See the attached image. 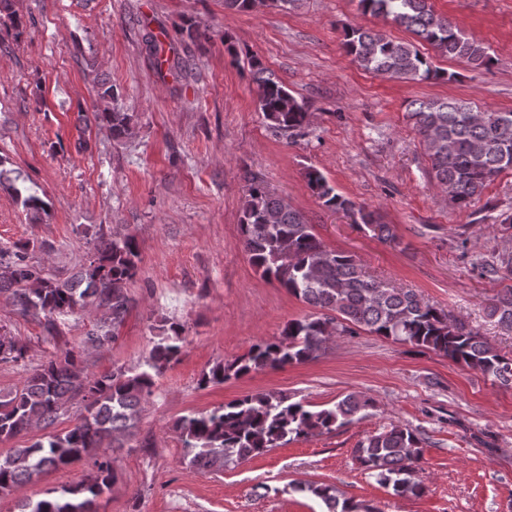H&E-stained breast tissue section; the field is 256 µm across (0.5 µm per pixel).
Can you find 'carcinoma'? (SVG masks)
<instances>
[{"instance_id":"carcinoma-1","label":"carcinoma","mask_w":512,"mask_h":512,"mask_svg":"<svg viewBox=\"0 0 512 512\" xmlns=\"http://www.w3.org/2000/svg\"><path fill=\"white\" fill-rule=\"evenodd\" d=\"M294 0H224V7L246 12L278 7ZM364 14L381 16L413 33L442 56L465 59L476 67L492 58L481 45L465 38L447 18L433 10L430 0H359ZM343 47L365 70L396 80L427 81L445 77L413 43L395 41L373 29L346 26ZM259 108L270 128L297 136L308 122L305 105L271 76L258 60L251 62ZM407 117L421 138L431 161V174L448 199L459 209L468 207L484 189L512 170V111H479L460 99L413 100ZM111 125L116 136L128 126L125 112L104 108L95 113ZM305 179L323 205L341 211L355 224L373 225L381 236H391L378 215L336 192L316 168ZM239 229L241 243L262 276L276 280L288 293L314 309L301 319L288 321L280 337L254 344L231 362L218 363L203 374L200 385L221 384L250 372L279 370L316 359L331 335H352L359 330L439 353L449 360L512 385V357L500 354L478 332L451 322L440 309L416 293L393 288L369 276L356 259L327 249L312 232L305 216L254 179H247ZM137 245L133 238L114 239L104 245L98 259L80 271L84 287L62 284L45 276L32 263L27 246L0 250V265L9 270L0 277V294L25 314L45 319L44 340L61 339L55 317L88 306L103 307L108 316L98 321L85 343L103 349L114 342L130 309L126 284L136 270ZM473 266L480 274L512 280V251L493 259L478 257ZM487 317L500 329L512 332V286L505 287L487 306ZM145 368L138 372L117 367L93 374L75 354L65 352L32 370L23 382L0 391V440L16 438L35 429L44 434L29 446L0 455V494L11 493L50 469H61L90 458L95 471L73 486L49 489L44 496L19 502V512H95L93 505L115 479L104 442L129 435L136 427L142 405L153 393L155 377L179 361L184 348L183 327L160 320ZM27 347L15 337L0 334V362L19 364ZM78 400L82 409L73 426L53 431ZM374 407L371 397L350 394L332 408L313 410L303 401L277 393L247 394L209 412L184 416L177 423L183 441L184 463L190 467L222 471L224 467L265 455L300 438L330 433L363 410ZM424 439L401 425L368 437L355 449V457L376 481L404 497L427 491L417 463ZM295 490L318 498L326 512H374L348 499H340L327 484H297Z\"/></svg>"}]
</instances>
